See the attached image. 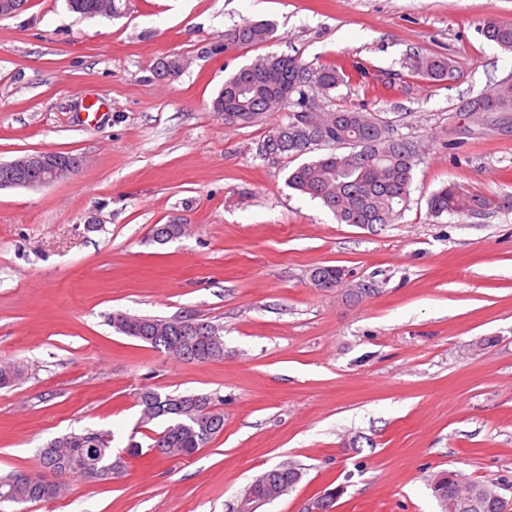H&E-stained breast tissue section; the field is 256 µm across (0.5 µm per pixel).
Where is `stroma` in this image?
Returning <instances> with one entry per match:
<instances>
[{
  "mask_svg": "<svg viewBox=\"0 0 512 512\" xmlns=\"http://www.w3.org/2000/svg\"><path fill=\"white\" fill-rule=\"evenodd\" d=\"M112 18L27 0L0 18V162L82 157L71 178L0 189V360L26 376L0 388V476L73 430L146 441L137 397L207 393L224 430L186 458L144 455L109 482L71 481L26 512H236L263 471L302 478L258 512H440L452 470L512 501V136L439 138L462 100L512 73L486 20L512 0H121ZM266 20L272 42L224 50V32ZM454 61L456 81L404 73L413 51ZM269 52L362 66L325 106H361L422 139L411 201L380 230L338 223L288 187L285 158L259 156L283 113L225 127L211 101ZM173 55L178 76L153 69ZM454 183L497 200L432 218ZM180 224L162 243L152 229ZM336 265L375 292L347 301L309 281ZM188 316L224 328V357L187 363L118 333L114 313Z\"/></svg>",
  "mask_w": 512,
  "mask_h": 512,
  "instance_id": "stroma-1",
  "label": "stroma"
}]
</instances>
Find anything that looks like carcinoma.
I'll return each mask as SVG.
<instances>
[{
  "label": "carcinoma",
  "instance_id": "cac0c4a2",
  "mask_svg": "<svg viewBox=\"0 0 512 512\" xmlns=\"http://www.w3.org/2000/svg\"><path fill=\"white\" fill-rule=\"evenodd\" d=\"M102 0H67L69 10L83 16H99ZM486 40L512 51V23L495 19L482 28ZM273 35L271 24L244 21L224 31V49L257 47ZM409 75L431 83L447 84L456 79L457 67L438 54L413 52L406 57ZM185 58L175 56L155 69L159 80L170 72H182ZM353 80V73L334 64L314 66L295 55H260L224 81L212 100L211 109L226 127H249L274 112L288 114V122L273 128L262 141V156L297 158L316 147L327 153L292 168L288 187L320 201L344 224L366 227L396 223L409 207L414 167L422 152V141L396 133L392 122L362 108L325 109L321 99ZM453 127L441 134L452 145L457 136L473 134L478 126L487 134L512 129V77L495 82L494 87L463 102L452 115ZM31 169H15L0 163V181L22 185L35 177ZM493 201L481 194L464 192L445 185L428 199L433 218L448 214H479ZM181 224H159L153 235L159 241L177 238ZM316 288L345 287V297L358 301L374 292V284L353 282L339 266H319L310 270ZM112 326L120 333L139 339L175 357L205 363L224 358V336L219 328L205 322L181 324L177 319L115 313ZM24 378V368L0 363V387ZM141 422H160L163 429L151 438L148 451L165 458L196 454L224 430V411L209 394H161L152 389L139 393ZM40 467L59 476L57 482L34 478L24 470L0 477V505L41 503L57 499L72 479L91 483L110 481L124 473L126 460L113 452L112 434L79 430L59 436L38 450ZM245 490L244 508L265 499L273 489H293L302 473L295 464L283 463L261 473ZM441 512H503L507 502L499 499L495 486L468 481L456 471L443 472L431 482Z\"/></svg>",
  "mask_w": 512,
  "mask_h": 512
}]
</instances>
